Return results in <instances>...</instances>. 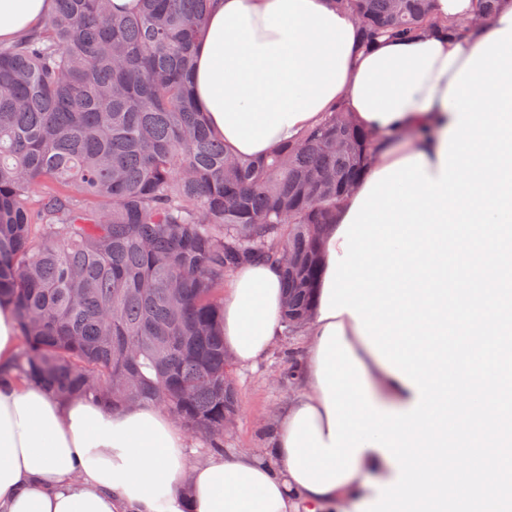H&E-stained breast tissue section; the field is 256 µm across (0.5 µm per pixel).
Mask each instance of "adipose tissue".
<instances>
[{"instance_id": "1", "label": "adipose tissue", "mask_w": 512, "mask_h": 512, "mask_svg": "<svg viewBox=\"0 0 512 512\" xmlns=\"http://www.w3.org/2000/svg\"><path fill=\"white\" fill-rule=\"evenodd\" d=\"M51 0H0V40ZM443 25L363 47L332 0H216L193 94L234 156L260 158L342 107L376 160L325 235L295 395L264 453L188 464L155 406L0 386V512H504L512 504V0L460 35ZM481 285H473L474 276ZM273 265L224 289L241 365L278 338Z\"/></svg>"}]
</instances>
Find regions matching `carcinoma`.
Returning a JSON list of instances; mask_svg holds the SVG:
<instances>
[{
    "label": "carcinoma",
    "instance_id": "1",
    "mask_svg": "<svg viewBox=\"0 0 512 512\" xmlns=\"http://www.w3.org/2000/svg\"><path fill=\"white\" fill-rule=\"evenodd\" d=\"M364 44L419 35L432 0H333ZM53 0L0 42V303L14 379L120 410L162 403L218 450L238 414L224 278L275 264L282 334L311 318L327 227L372 134L335 110L300 142L232 159L191 90L212 0ZM17 333L15 317L8 304L0 306V366L2 369L10 365L17 348Z\"/></svg>",
    "mask_w": 512,
    "mask_h": 512
}]
</instances>
